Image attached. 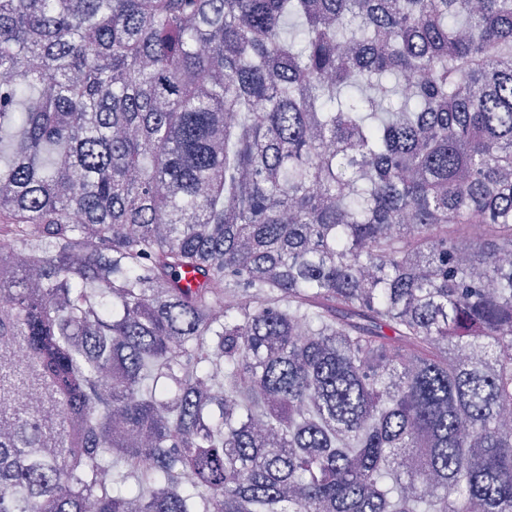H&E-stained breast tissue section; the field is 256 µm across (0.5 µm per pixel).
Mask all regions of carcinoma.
I'll list each match as a JSON object with an SVG mask.
<instances>
[{"label":"carcinoma","instance_id":"cac0c4a2","mask_svg":"<svg viewBox=\"0 0 512 512\" xmlns=\"http://www.w3.org/2000/svg\"><path fill=\"white\" fill-rule=\"evenodd\" d=\"M0 153V512H512V0H0Z\"/></svg>","mask_w":512,"mask_h":512}]
</instances>
